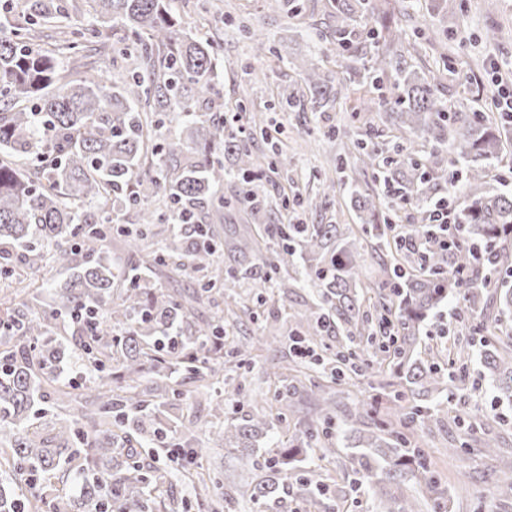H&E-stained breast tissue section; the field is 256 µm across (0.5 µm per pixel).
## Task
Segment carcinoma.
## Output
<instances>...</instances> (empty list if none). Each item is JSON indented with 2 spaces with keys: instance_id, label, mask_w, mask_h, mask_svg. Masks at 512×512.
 Listing matches in <instances>:
<instances>
[{
  "instance_id": "carcinoma-1",
  "label": "carcinoma",
  "mask_w": 512,
  "mask_h": 512,
  "mask_svg": "<svg viewBox=\"0 0 512 512\" xmlns=\"http://www.w3.org/2000/svg\"><path fill=\"white\" fill-rule=\"evenodd\" d=\"M5 0L0 10L20 9L24 26L0 24V281H16L13 256L41 250L77 268L62 287L48 288L40 307L29 289L0 297V512H180L171 492L179 475L196 492L205 512H226L229 499L219 472L206 466L208 450L230 448L259 467L250 501L266 512H288V479L301 457L316 447L318 459L336 456L332 426L336 407L331 384L360 389L365 373L385 355L391 380L380 398L358 399L372 420L354 430L352 486L366 485L379 512H418L404 494L412 481L438 512H452L451 497L425 459L417 433H429L434 410L455 390H479L469 382L467 361L477 354L499 404H512V330L499 319L512 309V192L488 190L489 167L502 135L512 128L504 112L486 118L450 112L441 96V73L419 75L388 47L403 39L397 0H326L336 22V41L350 81L368 88L358 112L385 107V125L415 138L387 151L372 137L354 142L362 172L383 174L382 193L351 194L362 237L340 224L271 223L263 195L265 170L288 165V153L271 145L272 158L257 154L258 138L270 140L263 119L246 118L245 132L226 123L219 43L184 27L183 0ZM90 20L73 29L70 13ZM55 35L41 41L40 28ZM91 49L106 56L100 69L66 60ZM304 85L285 97L292 108H333L342 88L312 59L295 65ZM465 168L454 185L468 200L456 242H442L437 226L411 234L432 239L421 252L402 243L398 209L431 205L430 183L443 170L444 152ZM227 154L231 163L217 159ZM246 184L241 196H224V184ZM136 209L140 231L132 246L149 240V258L124 264L104 247L112 238V215ZM209 209L239 210L238 224L224 225V256L205 243L199 215ZM303 260L302 268L294 256ZM377 268L367 280V257ZM175 257L176 270L196 275L204 291L227 288L228 309L244 305L234 289L262 291L274 283L278 297L302 284L323 289L320 307L296 322L294 336L320 365L329 384L311 383L313 419L286 445L259 461V442L270 420L293 413L291 388L250 404L268 411L247 413L224 427L197 432L161 420L160 414L195 396L185 379L210 388L224 382V357L249 366L252 350L268 348L266 336L225 349L224 325L193 320L186 303L150 285L152 267ZM455 305L461 318H482L479 348L448 349V371L418 352L431 314ZM342 327L348 345L333 349L321 339ZM70 331L89 376L76 387L60 380L64 337ZM89 408L65 417L60 409L77 398ZM470 424L455 456L477 441ZM173 451L175 472L145 462L137 448ZM315 512H336L328 491L297 481Z\"/></svg>"
}]
</instances>
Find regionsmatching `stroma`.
Listing matches in <instances>:
<instances>
[{"label": "stroma", "instance_id": "35a3bbf8", "mask_svg": "<svg viewBox=\"0 0 512 512\" xmlns=\"http://www.w3.org/2000/svg\"><path fill=\"white\" fill-rule=\"evenodd\" d=\"M216 2L224 13L248 17L271 47L287 48L294 60L314 58L335 81L344 80L346 61L334 37L328 34L331 21L323 14L322 0H303L301 14L294 17L270 9L266 0ZM407 4L409 15L402 23L407 41L394 44L393 52L413 45L414 65L426 71L441 70L442 94L451 110L490 113L495 100L512 90V0H407ZM184 22L186 27L206 33L222 45L219 64L224 72L225 106L245 99L248 108L262 111L268 129L288 148L287 170L271 174L265 184L273 219L357 226L350 204L351 188L378 192L383 182L358 168L354 143L367 127L384 130L382 113H372L367 123L354 118L361 93L356 85L350 86L346 98L327 112L281 109L278 100L283 90L300 85L302 80L292 64L258 63L247 34L223 22L200 18L196 7H188ZM495 27L500 30L498 37L489 38V31ZM494 59L502 64L496 72L489 67ZM259 69L264 72L262 80L249 81V72ZM333 128L338 129V136H330ZM339 156L344 159L340 170L332 164L333 158ZM329 182L335 184L336 191L325 216L320 217L310 212L307 202ZM278 307L276 296L271 295L259 320L245 315L228 317L224 314V298L219 295L197 310L202 319L226 317L227 338L231 341L261 336L270 328H278L277 345L252 363L247 374L248 393L252 396L267 392L268 375L276 366L296 358L294 338L287 322L278 319ZM472 415L483 418L484 432L497 440L503 459L486 456L475 448L449 456L448 448L458 440L463 420ZM439 418L425 443L431 468L451 495L454 512H512V500H501L496 493L498 485L512 478V467L504 463L505 457L512 455V408L492 405L481 393L461 391L452 404L443 405ZM336 448L334 463L314 458L308 462V470L316 480L332 481L338 495L336 512H373L374 504L366 491L350 490L347 471L351 450L347 440L337 438ZM210 460L221 465L224 490L234 497L232 512H254L245 495L252 480L251 466L225 459L220 448L211 452Z\"/></svg>", "mask_w": 512, "mask_h": 512}]
</instances>
